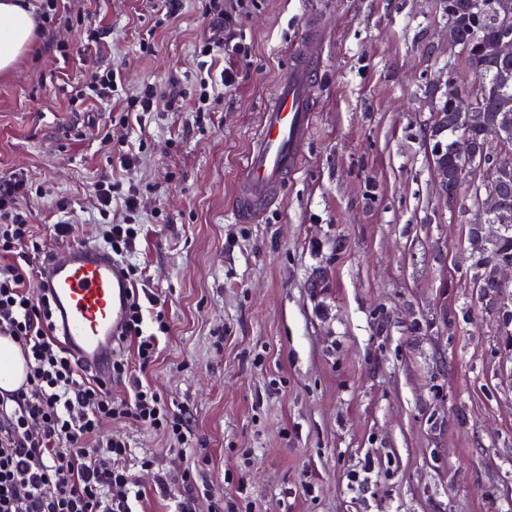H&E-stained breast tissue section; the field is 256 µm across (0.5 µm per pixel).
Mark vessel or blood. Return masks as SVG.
I'll return each instance as SVG.
<instances>
[{"instance_id":"b4317fda","label":"vessel or blood","mask_w":512,"mask_h":512,"mask_svg":"<svg viewBox=\"0 0 512 512\" xmlns=\"http://www.w3.org/2000/svg\"><path fill=\"white\" fill-rule=\"evenodd\" d=\"M320 62L290 49L260 129L243 159L245 190L234 203L238 219L259 221L302 165V148L314 120ZM39 281L48 294L58 336L82 369L112 374L133 286L106 248L81 241L55 252Z\"/></svg>"}]
</instances>
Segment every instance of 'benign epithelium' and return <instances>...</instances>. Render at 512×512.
I'll return each instance as SVG.
<instances>
[{"instance_id":"7a95c632","label":"benign epithelium","mask_w":512,"mask_h":512,"mask_svg":"<svg viewBox=\"0 0 512 512\" xmlns=\"http://www.w3.org/2000/svg\"><path fill=\"white\" fill-rule=\"evenodd\" d=\"M494 17L500 23V32L491 45L490 54L504 61L512 59V0H495ZM469 18L458 17L450 13L448 19L447 41L448 48L459 46L460 26L467 23ZM446 90L439 100V104L433 109L429 126L428 145L434 184L436 186L440 202L451 205L454 203L457 187L465 179H474V171L469 163L476 161L478 156L485 155L489 146L495 144L499 147L505 143V129L499 122L498 113L512 110V98L502 94V91L512 87V68L505 67L498 71L494 84L481 87L480 94H468L457 85L454 74L447 75L445 81ZM492 97L498 100L497 112L489 115L483 124L482 143L478 144L466 138L460 139L457 144L456 154L466 159V163L448 172V163L440 155L442 144L436 141V136L448 126V113L469 112L479 103L480 96ZM512 176V170L500 168L497 172L484 180L486 188L478 192L477 211L480 215L479 223H488V217L499 216V223L509 224L512 217L503 214L498 206V194L492 187L495 179H506Z\"/></svg>"}]
</instances>
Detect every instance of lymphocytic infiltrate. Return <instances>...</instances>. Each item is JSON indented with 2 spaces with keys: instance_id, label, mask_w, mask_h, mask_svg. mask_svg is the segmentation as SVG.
<instances>
[{
  "instance_id": "lymphocytic-infiltrate-1",
  "label": "lymphocytic infiltrate",
  "mask_w": 512,
  "mask_h": 512,
  "mask_svg": "<svg viewBox=\"0 0 512 512\" xmlns=\"http://www.w3.org/2000/svg\"><path fill=\"white\" fill-rule=\"evenodd\" d=\"M246 9V0H208L206 13L218 36L206 39L201 52L223 51L221 82L232 88L237 63L251 47L232 35L231 27ZM102 223L101 239L118 259L136 248L139 233L133 219L143 210L136 190L105 177L93 186ZM40 188L23 173L0 180V336L15 341L26 364L21 387L0 397V512H135L141 490L123 465L128 440L106 435L117 419H130L178 444L188 441L186 410L168 405L162 395L134 376L158 355L159 337L168 334L164 315L155 331L144 324V305L134 298L123 339L136 348L135 359L117 357L113 379L128 381V395L112 394L111 381L86 373L55 333L51 308L38 284V263L53 251L37 237L30 198ZM120 201L122 220L112 217Z\"/></svg>"
}]
</instances>
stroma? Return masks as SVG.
<instances>
[{"mask_svg": "<svg viewBox=\"0 0 512 512\" xmlns=\"http://www.w3.org/2000/svg\"><path fill=\"white\" fill-rule=\"evenodd\" d=\"M67 5L0 72V179L21 171L46 191L31 203L41 235L61 200L76 237L93 238L101 176L145 200L133 262L170 333L141 377L186 407L194 439L183 450L129 420L107 426L130 441L144 512H512V269L489 271L505 228L474 223L471 183L444 207L427 153L443 76L469 92L477 80L448 48V0H250L237 28L252 56L201 113V72L224 68L198 54L205 0H183L150 51L162 0H106L110 34L94 44L77 18L95 0ZM315 16L322 45L301 39ZM297 43L327 60L303 165L245 224L242 159ZM105 68L121 97L158 90L144 127L117 131L145 153L130 171L99 143L107 112L68 104ZM367 456L371 485L351 484Z\"/></svg>", "mask_w": 512, "mask_h": 512, "instance_id": "obj_1", "label": "stroma"}]
</instances>
